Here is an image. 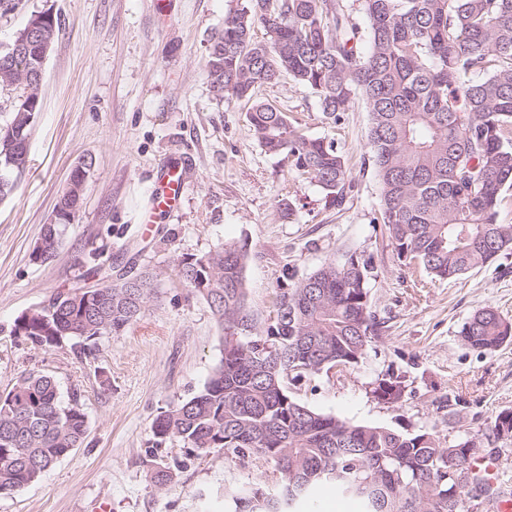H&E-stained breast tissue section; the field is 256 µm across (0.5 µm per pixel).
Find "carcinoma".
Returning a JSON list of instances; mask_svg holds the SVG:
<instances>
[{
	"instance_id": "1",
	"label": "carcinoma",
	"mask_w": 512,
	"mask_h": 512,
	"mask_svg": "<svg viewBox=\"0 0 512 512\" xmlns=\"http://www.w3.org/2000/svg\"><path fill=\"white\" fill-rule=\"evenodd\" d=\"M367 49L339 0H243L209 48L208 77L216 95L252 102L249 130L266 152L316 183L326 204L340 206L351 187L346 160L332 140L310 137L270 102L254 99L262 85L287 74L317 98L332 124L361 95L370 113L368 151L381 185V218L398 258L425 273L455 280L512 248V224L499 222L512 189V0H362ZM263 31L257 37L255 29ZM25 29L0 47V88L14 87L0 122V179L11 196L22 170L9 158L28 151L38 89L20 75L34 56L3 61ZM45 228L59 239L71 221ZM246 244L227 241L183 258L175 276L201 294L224 330V356L196 396L160 412L155 444L173 438L207 452L273 464L271 480L224 488L232 512H296L328 486L359 500L363 512H493L504 491L471 467L478 437L448 448L431 433L404 434L319 413L292 397L301 384L359 362L378 322L368 303L369 263L355 253L329 262L275 296L276 318L257 326L248 303ZM155 275L116 277L98 288L59 291L32 316L18 317L13 335L36 346L72 343L85 356L145 311ZM478 349L512 342V323L491 307L459 331ZM383 401L400 382L376 381ZM77 396L61 400L54 378L28 371L0 395V491L14 492L41 476L86 436ZM512 434V412L497 415L486 440ZM462 468L472 492L454 495L449 472Z\"/></svg>"
}]
</instances>
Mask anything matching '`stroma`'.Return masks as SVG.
I'll return each mask as SVG.
<instances>
[{
  "label": "stroma",
  "mask_w": 512,
  "mask_h": 512,
  "mask_svg": "<svg viewBox=\"0 0 512 512\" xmlns=\"http://www.w3.org/2000/svg\"><path fill=\"white\" fill-rule=\"evenodd\" d=\"M241 0H23L0 17V46L35 12L60 25L44 67L41 110L29 137V166L0 202V394L24 372L52 375L62 398L87 415L83 444L35 483L0 497V512H229L223 491L264 479V459L216 448L188 454L178 440L154 446L151 425L166 407L203 390L223 356L224 332L206 299L174 276L178 261L228 240L248 245L249 304L266 321L276 292L323 264L357 253L371 262L370 309L380 336L345 372L289 385L317 412L441 444L486 433L512 412V342L468 346L462 324L493 307L512 322V250L459 280H435L400 261L379 219L381 187L367 153L370 115L355 98L327 123L315 96L284 75L258 89L311 137L335 140L352 188L342 208L252 136L249 103L217 98L207 78L212 36ZM91 159L73 223L60 227L47 262L31 253L76 166ZM189 163L177 209L152 215L150 192L168 161ZM296 208L283 218L278 203ZM153 223H144V216ZM102 273H155L143 317L105 338L92 357L70 344L44 349L13 336L15 320L61 289L83 285V266ZM391 376L399 400L375 397ZM167 467L176 482L158 487Z\"/></svg>",
  "instance_id": "35a3bbf8"
}]
</instances>
